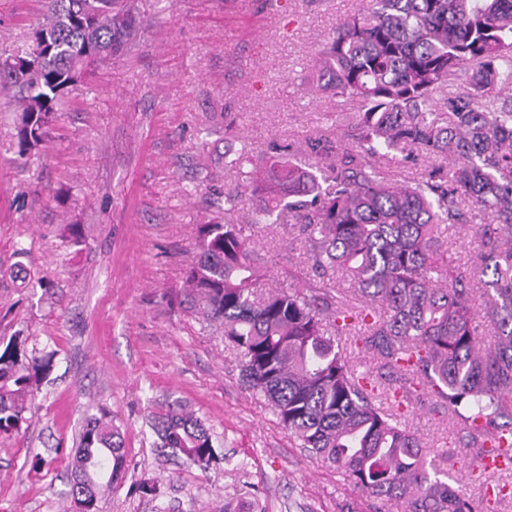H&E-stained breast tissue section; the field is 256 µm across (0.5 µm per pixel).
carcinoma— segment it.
Listing matches in <instances>:
<instances>
[{"mask_svg":"<svg viewBox=\"0 0 512 512\" xmlns=\"http://www.w3.org/2000/svg\"><path fill=\"white\" fill-rule=\"evenodd\" d=\"M141 27L135 0H47L30 41L34 70L0 53V95L19 106L12 149L23 158L43 142L57 106L78 78L128 47ZM310 79L318 91L357 103L348 131L308 143L304 169L284 156L250 165L246 182L264 197L258 224L292 221L305 235L315 280L304 294L269 283L243 224H202L189 297L224 328L240 356L242 385L271 404L311 456L357 489L398 500L405 512H474L431 450L381 398L420 386L470 441L512 460V0H371L339 24ZM423 156L431 170L398 186L383 175L397 156ZM452 161V168L444 165ZM466 196L491 223L477 227L486 295L473 313L470 281L448 262L442 233L473 223ZM341 272L349 287L325 290ZM375 305L360 321L365 344L400 386L379 390L347 360L341 339L356 326L349 294ZM493 330L482 345L478 324ZM57 352L28 350V337L0 342V435L21 432L33 385ZM159 447L208 471L218 459L210 428L179 401L153 406ZM125 436L111 413L86 418L70 464V494L120 484Z\"/></svg>","mask_w":512,"mask_h":512,"instance_id":"obj_1","label":"carcinoma"}]
</instances>
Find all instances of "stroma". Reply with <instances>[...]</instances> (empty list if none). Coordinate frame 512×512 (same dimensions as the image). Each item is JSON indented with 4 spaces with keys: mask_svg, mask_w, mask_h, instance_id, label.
Wrapping results in <instances>:
<instances>
[{
    "mask_svg": "<svg viewBox=\"0 0 512 512\" xmlns=\"http://www.w3.org/2000/svg\"><path fill=\"white\" fill-rule=\"evenodd\" d=\"M366 0H137L136 41L72 87L45 141L8 147L17 106L0 97V340L56 351L25 432L0 436V512H71L66 465L85 419L107 409L125 434L127 474L97 512H373L375 502L311 457L262 394L239 380L224 330L183 288L200 225H245L273 276L314 272L297 225L257 224L259 197H224L240 152L286 151L336 130L338 107L307 76L336 26ZM43 0H0V52L25 40ZM81 243H73L70 225ZM179 399L230 455L208 473L161 455L147 417ZM475 512H512V471L485 472L463 425L429 396L403 403ZM154 484L157 498L133 489Z\"/></svg>",
    "mask_w": 512,
    "mask_h": 512,
    "instance_id": "1",
    "label": "stroma"
}]
</instances>
